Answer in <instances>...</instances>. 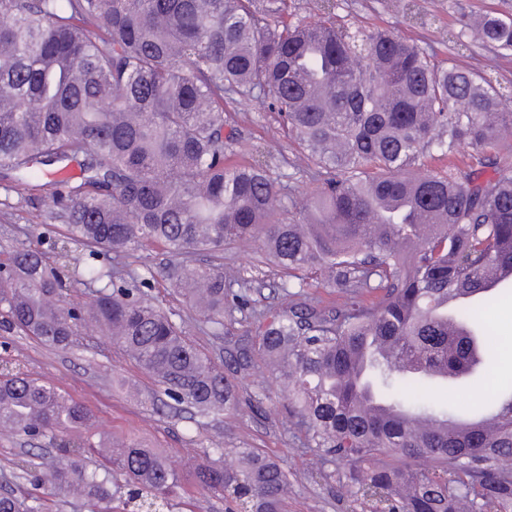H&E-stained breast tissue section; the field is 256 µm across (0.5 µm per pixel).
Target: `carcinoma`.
Wrapping results in <instances>:
<instances>
[{
  "label": "carcinoma",
  "mask_w": 512,
  "mask_h": 512,
  "mask_svg": "<svg viewBox=\"0 0 512 512\" xmlns=\"http://www.w3.org/2000/svg\"><path fill=\"white\" fill-rule=\"evenodd\" d=\"M334 0L306 21L295 0H0V173L49 177L39 204L86 248L82 306L40 247L0 260V303L19 330L66 349L96 328L154 376L164 394L207 417L234 410L254 358L288 401L320 462L382 512H512V385L469 398L458 414L432 401L440 371L463 372L496 349L482 314L512 284V163L493 172L413 175L421 157L494 148L512 129L498 80L385 30L336 24ZM512 60V10L461 11L448 42ZM263 90L268 111L307 154L320 185L298 216L278 209L288 184L259 163H234L229 106ZM73 177L56 178L70 167ZM259 239L286 274L285 309L262 312L239 339L232 376L183 335L121 259L157 246L181 261L173 288L214 333L249 304L238 273L191 265ZM333 288L336 308L304 301ZM90 421L57 387L0 364V432L47 437L21 472L64 495L121 512H171L178 476L153 448L125 443L111 469L84 465L86 441L59 433ZM197 488L248 512H284L288 470L250 448L204 462ZM0 512H43L0 492Z\"/></svg>",
  "instance_id": "1"
}]
</instances>
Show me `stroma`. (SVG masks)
<instances>
[{
  "instance_id": "1",
  "label": "stroma",
  "mask_w": 512,
  "mask_h": 512,
  "mask_svg": "<svg viewBox=\"0 0 512 512\" xmlns=\"http://www.w3.org/2000/svg\"><path fill=\"white\" fill-rule=\"evenodd\" d=\"M416 2L423 11L437 15L436 26L419 27L400 8L387 6L386 0H336V21L353 27H385L441 53L458 10L479 12L504 5L503 0ZM234 118L241 137L232 147L233 160L256 162L267 166L272 176H287L292 191L284 206L294 210L316 186L299 157V146L285 136L261 96L238 100ZM44 223L50 224L56 238L65 239V226L49 223L36 200L21 198L8 180L0 178V250L24 243L27 225ZM132 262L154 301L196 347L217 363L228 361L223 336L213 335L199 323L167 279L166 271L176 265V257L153 249L136 254ZM195 262L237 270L250 286L252 306L271 313L281 309L286 276L265 259L260 241L237 242L218 256L200 253ZM487 326L497 356L490 378L480 387L486 396L512 383V289L494 304ZM0 357L21 364L33 377L58 387L90 410L89 426L72 430L71 441L90 438L105 446L130 441L160 451L181 480L174 497L179 512H224L223 500L199 491L192 478L195 464L211 456L215 443L222 445L223 462L228 466L235 464L239 448L280 457L289 473L286 512L363 510L340 483L337 465H313L314 454L305 446L303 430L289 417L281 392L265 370H257L240 384L238 414L194 419L181 407L168 405L159 383L98 332L75 337L71 347L56 349L20 331L0 329ZM49 445L44 438L32 441L0 434V486L10 482L36 448Z\"/></svg>"
}]
</instances>
